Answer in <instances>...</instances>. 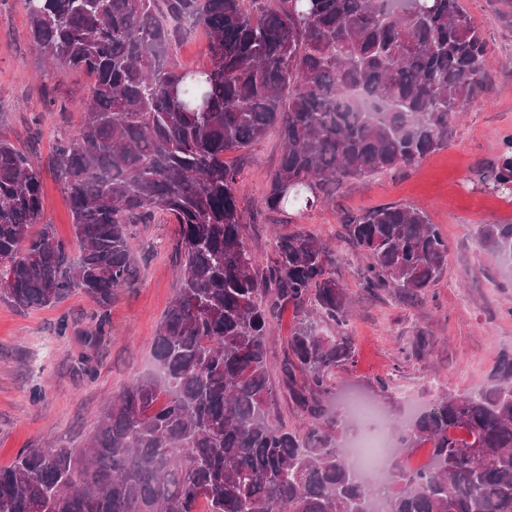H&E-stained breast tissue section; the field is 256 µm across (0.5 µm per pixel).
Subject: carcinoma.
Returning <instances> with one entry per match:
<instances>
[{"label":"carcinoma","mask_w":512,"mask_h":512,"mask_svg":"<svg viewBox=\"0 0 512 512\" xmlns=\"http://www.w3.org/2000/svg\"><path fill=\"white\" fill-rule=\"evenodd\" d=\"M22 2L34 48L92 83L72 102L77 134L49 159L78 253L49 224L29 233L42 165L0 134V296L45 308L80 291L106 308L135 281L128 225L159 210L180 227V280L153 341L158 372L113 397L81 447L26 448L0 468V512H369L372 484L348 463V421L331 405L354 356L337 253L296 229L259 260L224 154L278 134L273 210L412 167L490 93L479 29L459 0ZM195 26L209 66L178 68L172 47ZM354 94L376 108L347 107ZM485 173L512 196V136ZM343 224L369 294L419 295L448 267V241L420 209ZM483 235L512 260V224ZM290 306L299 320L274 377L272 327ZM280 391L299 425L280 422ZM396 436L378 512H512V353L489 385L439 396ZM421 446L430 463L411 470Z\"/></svg>","instance_id":"obj_1"}]
</instances>
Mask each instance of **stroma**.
<instances>
[{"label": "stroma", "mask_w": 512, "mask_h": 512, "mask_svg": "<svg viewBox=\"0 0 512 512\" xmlns=\"http://www.w3.org/2000/svg\"><path fill=\"white\" fill-rule=\"evenodd\" d=\"M488 44L480 72L492 84L489 98L467 103L446 147L417 166L372 175L336 189L333 202L309 209L270 211L265 196L279 163L276 134L241 152L225 154L238 172V200L246 242L259 258L270 256L277 236L306 229L343 255L335 274L350 300L349 332L355 353L336 374L340 393L362 394L399 422L406 406L399 389L428 405L441 393L476 391L489 382L500 354L512 351V268L484 244L488 224H512V196L482 180L512 135V0H461ZM80 73L53 76L32 50L20 0H0V132L39 161L55 142L75 136L81 114L70 105L87 90ZM42 223L57 237L73 238L68 201L51 172L43 174ZM385 204L423 210L448 241V269L420 298L372 296L358 285L359 258L342 219ZM136 258L131 287L118 289L107 312L80 293L49 308L19 309L0 297V467L24 449L49 444L78 447L90 436L106 403L152 366L157 327L178 287V227L164 214L130 227ZM105 332L94 345L84 335L99 317ZM432 346L412 356L416 330ZM95 377L84 372L85 362ZM389 392H380L378 380Z\"/></svg>", "instance_id": "stroma-1"}]
</instances>
